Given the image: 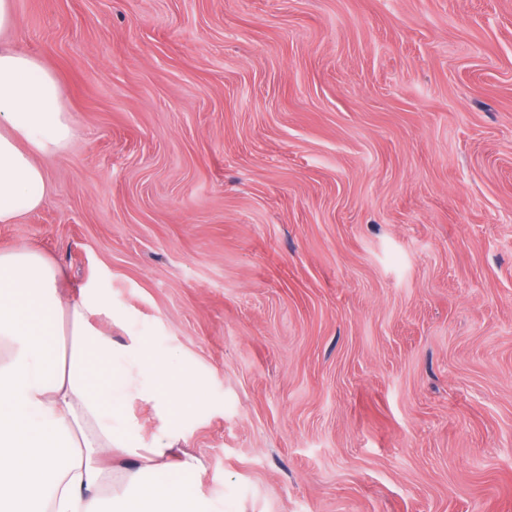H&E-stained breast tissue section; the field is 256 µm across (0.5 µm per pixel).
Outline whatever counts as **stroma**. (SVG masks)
Instances as JSON below:
<instances>
[{
    "label": "stroma",
    "instance_id": "stroma-1",
    "mask_svg": "<svg viewBox=\"0 0 512 512\" xmlns=\"http://www.w3.org/2000/svg\"><path fill=\"white\" fill-rule=\"evenodd\" d=\"M76 134L0 224L200 390L227 512H512V0H14Z\"/></svg>",
    "mask_w": 512,
    "mask_h": 512
}]
</instances>
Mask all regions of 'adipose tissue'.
Returning <instances> with one entry per match:
<instances>
[{
    "label": "adipose tissue",
    "instance_id": "ef3b65f1",
    "mask_svg": "<svg viewBox=\"0 0 512 512\" xmlns=\"http://www.w3.org/2000/svg\"><path fill=\"white\" fill-rule=\"evenodd\" d=\"M60 83L37 58L0 47V224L39 209V159L73 137ZM61 267L32 245L0 249V512H225L186 483L205 471L172 453L171 435L140 444L137 401L175 422L197 392L146 341L95 329L94 306L65 303ZM69 344H61V337Z\"/></svg>",
    "mask_w": 512,
    "mask_h": 512
}]
</instances>
